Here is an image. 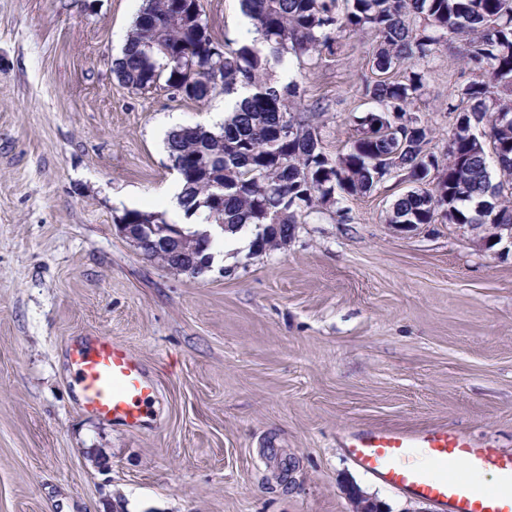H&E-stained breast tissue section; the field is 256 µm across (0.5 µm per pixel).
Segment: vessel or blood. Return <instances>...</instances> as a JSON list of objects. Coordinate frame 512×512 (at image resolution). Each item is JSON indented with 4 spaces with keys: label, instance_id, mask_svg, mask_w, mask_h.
<instances>
[{
    "label": "vessel or blood",
    "instance_id": "obj_1",
    "mask_svg": "<svg viewBox=\"0 0 512 512\" xmlns=\"http://www.w3.org/2000/svg\"><path fill=\"white\" fill-rule=\"evenodd\" d=\"M72 359L84 410L129 428L148 424L157 389L127 346L96 336L74 344ZM346 446L361 468L440 512H512V452L471 435L445 427L362 430L349 433ZM484 470L501 484H474L472 473Z\"/></svg>",
    "mask_w": 512,
    "mask_h": 512
}]
</instances>
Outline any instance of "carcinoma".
<instances>
[{
	"label": "carcinoma",
	"mask_w": 512,
	"mask_h": 512,
	"mask_svg": "<svg viewBox=\"0 0 512 512\" xmlns=\"http://www.w3.org/2000/svg\"><path fill=\"white\" fill-rule=\"evenodd\" d=\"M255 37L235 48L213 40L198 0H147L122 55L113 61L117 80L132 91L159 82L196 102L224 92L229 115L224 133L223 213L208 194L179 199L189 213L224 220L230 231L248 224L280 225L256 234L253 246L279 247L313 210L335 203L336 191L366 194L392 178L415 184L393 205L390 224H512L511 104L490 107L496 94L512 95V0H240ZM369 41L370 80L364 95L378 104L365 118L348 153L330 161L305 112H327L321 98L306 109L292 66L313 53L335 56L347 35ZM467 38V64L489 80L460 92L448 163L428 149L431 130L408 115L424 88L429 64L448 38ZM282 68L285 79L274 74ZM484 136L493 151L474 134ZM293 128L295 132L285 133ZM169 159L182 160L183 182L194 178V156L209 149L204 139L171 130ZM506 179L492 183L488 159ZM432 182V188L422 185Z\"/></svg>",
	"instance_id": "obj_1"
}]
</instances>
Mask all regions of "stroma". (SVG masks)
Returning <instances> with one entry per match:
<instances>
[{
    "label": "stroma",
    "instance_id": "1",
    "mask_svg": "<svg viewBox=\"0 0 512 512\" xmlns=\"http://www.w3.org/2000/svg\"><path fill=\"white\" fill-rule=\"evenodd\" d=\"M215 41L245 36L239 0H198ZM143 0H0V512H349L354 484L386 512L434 504L360 468L363 429L461 430L512 451V242L479 248L439 220L402 231L407 184L336 193L280 248L248 225L203 277L145 259L117 220L173 221L166 136L222 124L195 102L115 78ZM464 38L432 64L412 113L445 149L478 80ZM367 43L345 38L298 75L329 159L349 151ZM103 335L158 385L130 430L80 407L70 351Z\"/></svg>",
    "mask_w": 512,
    "mask_h": 512
}]
</instances>
